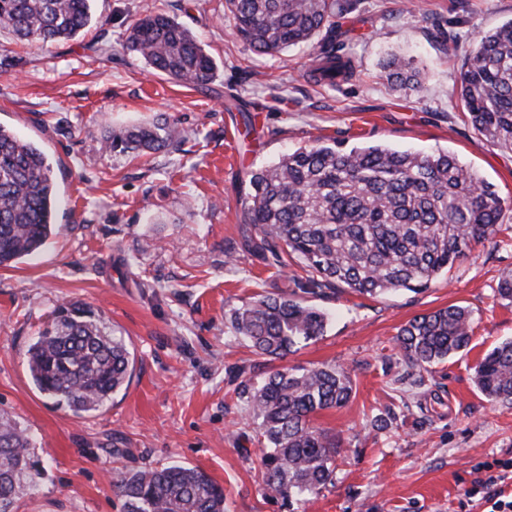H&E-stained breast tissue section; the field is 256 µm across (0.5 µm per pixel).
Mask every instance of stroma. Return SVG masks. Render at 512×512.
Returning a JSON list of instances; mask_svg holds the SVG:
<instances>
[{
  "mask_svg": "<svg viewBox=\"0 0 512 512\" xmlns=\"http://www.w3.org/2000/svg\"><path fill=\"white\" fill-rule=\"evenodd\" d=\"M148 11L192 31L217 65L213 82L154 75L129 54L126 29ZM511 19L512 0H358L345 21L358 75L333 87L308 81L309 49L255 54L233 35L224 0H94L89 28L47 45L0 28V124L41 144L59 183L47 244L0 268V412L31 432L43 471L17 512H121L117 472L173 463L219 483L225 512H286L264 495L255 417L237 394L283 365H334L353 386L345 406L315 418L343 439L335 484L298 512H487L472 488L486 465L512 460V404L482 396L473 375L512 339V303L497 296L512 273V153L473 130L457 80L473 39ZM438 25L459 55L436 41ZM392 53L420 69L417 88L387 80ZM152 120L173 129L168 150L106 151L112 130ZM320 137L454 153L506 215L495 243L422 292L308 295L328 315L325 335L274 361L228 322L299 271L242 249L248 174ZM67 301L97 310L134 358L126 387L93 416L56 405L27 372L28 345ZM452 304L471 312L469 347L429 372L406 363L399 328Z\"/></svg>",
  "mask_w": 512,
  "mask_h": 512,
  "instance_id": "obj_1",
  "label": "stroma"
}]
</instances>
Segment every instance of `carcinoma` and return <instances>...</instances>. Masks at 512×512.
<instances>
[{
  "label": "carcinoma",
  "instance_id": "cac0c4a2",
  "mask_svg": "<svg viewBox=\"0 0 512 512\" xmlns=\"http://www.w3.org/2000/svg\"><path fill=\"white\" fill-rule=\"evenodd\" d=\"M94 0H0V27L20 40L53 43L90 25ZM233 33L260 55L309 46L310 79L335 86L357 74L343 52L338 19L356 0H226ZM126 49L151 73L206 85L216 63L181 23L146 14L128 28ZM389 77L401 85L421 72L397 56ZM460 101L473 128L512 152V20L480 34L459 72ZM173 141L161 123L112 131L108 149L140 156ZM242 245L275 264L299 261L306 277L294 289L249 301L230 315L233 332L272 359L324 335L328 316L299 293L338 285L359 295L418 292L466 256L493 241L504 202L493 186L446 152L428 155L387 146H349L320 139L248 174ZM58 198L53 167L34 143L0 125V268L38 252L52 234ZM471 314L451 305L402 326L397 348L429 370L467 349ZM36 389L75 414L100 411L131 374L123 338L80 303L60 306L26 351ZM475 384L490 401L512 403V340L487 352ZM256 419L264 493L293 505L335 483L340 434L315 422L321 411L350 400L348 374L331 365L284 367L253 386L240 383ZM41 475L33 438L0 414V512H15ZM123 512H224V488L196 467L172 464L127 472L114 481Z\"/></svg>",
  "mask_w": 512,
  "mask_h": 512
}]
</instances>
